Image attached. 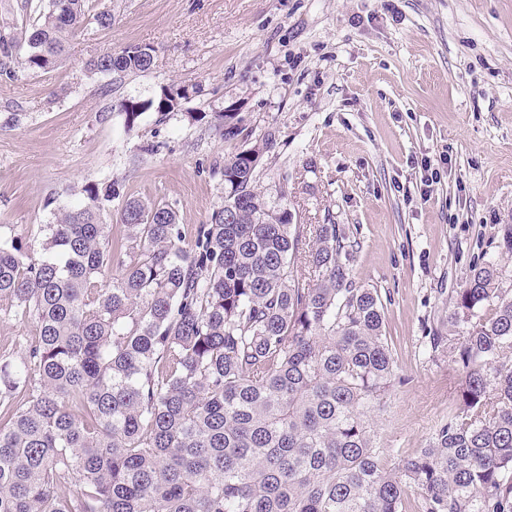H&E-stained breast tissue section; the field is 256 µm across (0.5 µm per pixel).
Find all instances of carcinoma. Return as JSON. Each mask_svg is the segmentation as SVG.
Returning a JSON list of instances; mask_svg holds the SVG:
<instances>
[{
  "instance_id": "obj_1",
  "label": "carcinoma",
  "mask_w": 512,
  "mask_h": 512,
  "mask_svg": "<svg viewBox=\"0 0 512 512\" xmlns=\"http://www.w3.org/2000/svg\"><path fill=\"white\" fill-rule=\"evenodd\" d=\"M0 76L48 73L96 0H17ZM149 45L86 63L146 73ZM198 90L170 84L122 103L125 126ZM224 140L249 137L217 112ZM268 133L224 160V204L191 241L177 211L129 198L110 237L116 180L83 185L43 238L0 234V300L37 339L0 357V512H512V299L476 264L448 314L458 408L427 447L391 463L370 413L398 376L380 293L354 280L355 242L295 224L255 189ZM311 267L307 279L294 266ZM73 483L72 495L59 487Z\"/></svg>"
}]
</instances>
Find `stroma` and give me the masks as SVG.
<instances>
[{"instance_id": "1", "label": "stroma", "mask_w": 512, "mask_h": 512, "mask_svg": "<svg viewBox=\"0 0 512 512\" xmlns=\"http://www.w3.org/2000/svg\"><path fill=\"white\" fill-rule=\"evenodd\" d=\"M99 3L111 26L86 20L55 70L0 77V232L39 238L74 189L112 178L174 205L193 233L223 204L224 161L244 147L224 140L215 113L239 114L255 142L275 131L258 190L295 223L343 228L355 281L385 305L405 382L370 417L377 445L392 460L425 447L458 384L429 333L447 329L475 262L496 265L512 298V0ZM131 43L154 48L151 71L109 92L86 75L87 59ZM171 83L199 92L125 128L121 101ZM9 306L0 301V356L36 334Z\"/></svg>"}]
</instances>
